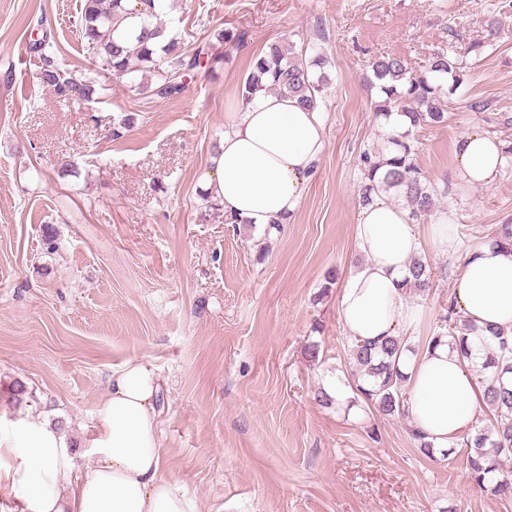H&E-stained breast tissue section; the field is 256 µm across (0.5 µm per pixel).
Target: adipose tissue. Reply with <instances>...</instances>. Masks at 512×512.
I'll list each match as a JSON object with an SVG mask.
<instances>
[{
    "instance_id": "obj_1",
    "label": "adipose tissue",
    "mask_w": 512,
    "mask_h": 512,
    "mask_svg": "<svg viewBox=\"0 0 512 512\" xmlns=\"http://www.w3.org/2000/svg\"><path fill=\"white\" fill-rule=\"evenodd\" d=\"M325 150L319 108L261 90L226 113L209 188L226 215L265 229L285 225L301 207ZM454 156L457 182L488 186L512 150L474 127L456 140ZM392 195L376 186L355 227L364 261L343 280L339 309L354 345L414 329L419 310L404 288L411 259L429 249L444 257L457 253L454 214L422 231ZM451 301L477 335L512 332V247L487 243L467 252ZM400 366L407 376L410 423L425 441L446 449L471 430L481 395L471 364L444 343L403 355ZM159 391L158 376L140 360L113 372L86 439L93 462L79 481L66 437L51 422L0 428V512H197L183 487L162 474ZM69 484L73 493L62 498L59 490Z\"/></svg>"
}]
</instances>
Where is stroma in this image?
<instances>
[{
	"instance_id": "35a3bbf8",
	"label": "stroma",
	"mask_w": 512,
	"mask_h": 512,
	"mask_svg": "<svg viewBox=\"0 0 512 512\" xmlns=\"http://www.w3.org/2000/svg\"><path fill=\"white\" fill-rule=\"evenodd\" d=\"M504 0H170L164 18L185 47L210 43L183 93L152 100L112 78L92 106L60 101L29 50L45 20L60 64L86 72L75 33L82 0H0V407L6 422L64 419L81 446L113 371L131 358L159 376L164 474L198 512H512L472 487L462 456L423 455L408 419L325 408L326 380L356 370L339 286L360 262L354 241L363 151L386 139L363 77L374 56L426 65L448 49L467 65L448 123L418 132L417 162L437 189L418 227L456 212L459 255L427 254L428 290L408 342L434 335L460 255L512 222V160L487 187L454 179V144L477 126L512 144V8ZM324 29L326 40L316 31ZM242 35L222 43L220 31ZM288 39L324 52L326 151L282 233L237 230L200 196L224 113L253 55ZM482 41L481 51L470 45ZM487 102L481 113L471 102ZM132 117L112 139L113 121ZM77 165L78 176L59 169ZM54 246H47V237ZM318 343V362L305 350ZM33 398L16 403L14 381Z\"/></svg>"
}]
</instances>
